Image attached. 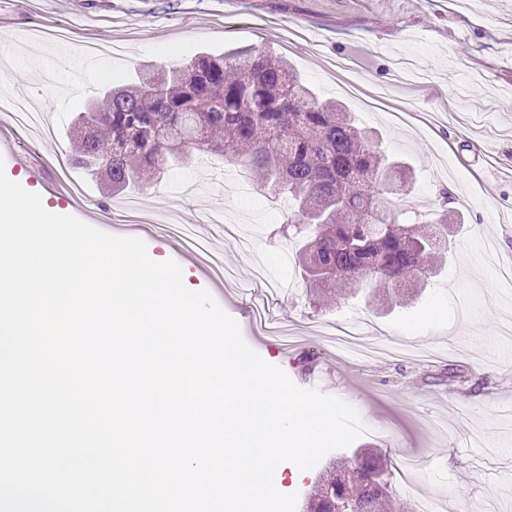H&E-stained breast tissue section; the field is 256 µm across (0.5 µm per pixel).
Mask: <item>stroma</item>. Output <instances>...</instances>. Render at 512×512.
<instances>
[{"label":"stroma","instance_id":"35a3bbf8","mask_svg":"<svg viewBox=\"0 0 512 512\" xmlns=\"http://www.w3.org/2000/svg\"><path fill=\"white\" fill-rule=\"evenodd\" d=\"M110 35L104 59L120 86L138 69L240 48L288 57L320 99L345 102L359 127L378 132L380 147L412 165V196L448 189L455 247L425 290L390 306L358 296L335 306L313 303L301 270L282 259L271 237L286 214L267 208L254 182L238 193L233 169L212 157L171 169L130 200L147 223L116 224L112 191L75 166L47 158L39 172L6 175L39 193L57 214L91 211L94 227L143 239L149 251L193 264L246 342L298 386L354 406L368 426L355 448L386 454L397 498L446 499L447 512H504L512 503V288L504 287L498 252L512 253V0H0V96L35 99L44 73L56 80L43 103L44 130L72 157L69 134L102 84L77 90L86 38ZM209 240L228 272L214 276L193 250L167 235V208ZM224 209L254 242L242 250L228 227L205 223ZM286 289L252 281L256 261ZM286 322L288 341L258 332L253 306ZM359 325L363 339L434 350L433 358L388 359L330 352L326 338ZM489 388H481L483 380Z\"/></svg>","mask_w":512,"mask_h":512}]
</instances>
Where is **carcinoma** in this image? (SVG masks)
Wrapping results in <instances>:
<instances>
[{"instance_id": "1", "label": "carcinoma", "mask_w": 512, "mask_h": 512, "mask_svg": "<svg viewBox=\"0 0 512 512\" xmlns=\"http://www.w3.org/2000/svg\"><path fill=\"white\" fill-rule=\"evenodd\" d=\"M80 121L90 136L77 153L100 156L117 191L143 187L146 173L158 182L192 154H214L257 175L259 190L292 200L280 233L304 239V278L319 300H392L448 250L445 211L425 223L402 219L405 163L342 105L321 102L282 56L241 49L143 73ZM390 489L385 461L361 451L331 464L307 512H383Z\"/></svg>"}]
</instances>
